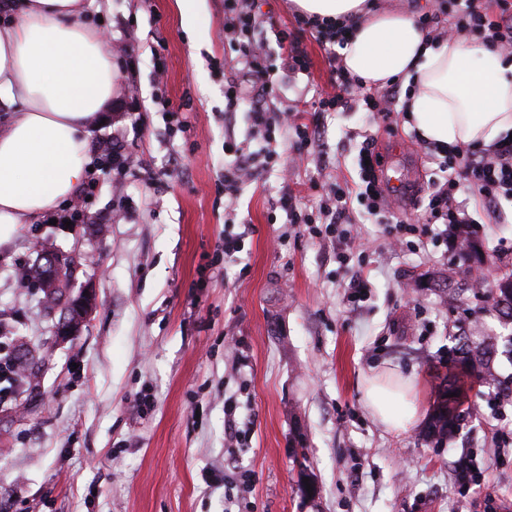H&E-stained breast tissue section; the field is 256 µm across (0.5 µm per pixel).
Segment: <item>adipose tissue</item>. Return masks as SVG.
I'll return each instance as SVG.
<instances>
[{"label": "adipose tissue", "mask_w": 512, "mask_h": 512, "mask_svg": "<svg viewBox=\"0 0 512 512\" xmlns=\"http://www.w3.org/2000/svg\"><path fill=\"white\" fill-rule=\"evenodd\" d=\"M324 28L348 27L339 53L368 87L402 82L408 124L451 148L512 134V61L453 36L432 40L413 13L375 0H293ZM83 0H0V242L70 198L95 165L93 130L116 78Z\"/></svg>", "instance_id": "adipose-tissue-1"}]
</instances>
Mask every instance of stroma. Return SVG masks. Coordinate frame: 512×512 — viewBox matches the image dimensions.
Wrapping results in <instances>:
<instances>
[{
	"mask_svg": "<svg viewBox=\"0 0 512 512\" xmlns=\"http://www.w3.org/2000/svg\"><path fill=\"white\" fill-rule=\"evenodd\" d=\"M85 2L117 72L92 146L119 139L138 165L100 174L84 220L61 224L56 208L0 246V345L44 356L35 382L0 401V512H504L512 405L472 388L463 429L436 444L425 421L385 429L362 399L366 378L395 369L432 415L455 322L480 306L448 303L434 286L458 246L403 229L423 222L415 202L444 178L404 114L323 113L313 145L278 139L281 168L225 209V145L249 141L250 125L245 104L224 121V0H198L190 26L176 0ZM254 4L273 25L261 36L271 57L284 30L311 62L306 75L278 70L276 106L310 107L332 90L327 50L300 30L292 0ZM159 95L187 105L186 132L169 133ZM367 137L399 188L379 213L354 205L368 247L343 265L324 225L289 223L276 202L288 191L318 214L328 190L359 183ZM456 199L476 222L488 279L512 270V203L497 218L474 190ZM236 234L235 263L216 268L218 246ZM47 249L88 257L70 291L90 286L92 310L72 340L54 335L31 277ZM355 282L365 287L357 301ZM232 338L247 355L238 370L225 352ZM144 393L153 407L141 414L132 404ZM228 404L252 433L240 448L225 435ZM465 457L474 470L463 483Z\"/></svg>",
	"mask_w": 512,
	"mask_h": 512,
	"instance_id": "1",
	"label": "stroma"
}]
</instances>
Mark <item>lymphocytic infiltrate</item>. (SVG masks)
Here are the masks:
<instances>
[{
	"mask_svg": "<svg viewBox=\"0 0 512 512\" xmlns=\"http://www.w3.org/2000/svg\"><path fill=\"white\" fill-rule=\"evenodd\" d=\"M462 3L461 13L453 23L455 31H468L486 45L512 55V0H495L498 14L493 18L489 17L484 0H462ZM265 25V19L253 9L251 0H224V35L230 38L235 53L232 66L241 74L240 79L224 84L225 109L234 112L240 104L249 103L248 118L260 136L255 149L230 150L232 159L224 165V197L231 206L236 204L246 182L256 180L264 170L279 164L280 156L272 145L275 130L295 129L303 143L310 144L319 130L322 113L343 112L362 102L388 120L397 110V84H390L376 94H362L358 82L338 64L334 53L329 56L335 64L334 93L322 97L317 106L308 110L293 105L283 113L270 109L268 103L275 99L278 83L269 56L257 39ZM362 151L368 163L360 168L359 190L353 194L342 188L334 189L333 205L322 209L329 223H352L351 202H359L370 213L385 203L376 174L374 143H364ZM440 169L445 180L428 195L424 210L428 223L444 225V238H452L454 225L470 221L463 207L455 202L460 186L474 189L492 207L498 206L501 200H512V142L499 141L488 148L453 147L445 153Z\"/></svg>",
	"mask_w": 512,
	"mask_h": 512,
	"instance_id": "obj_1",
	"label": "lymphocytic infiltrate"
}]
</instances>
